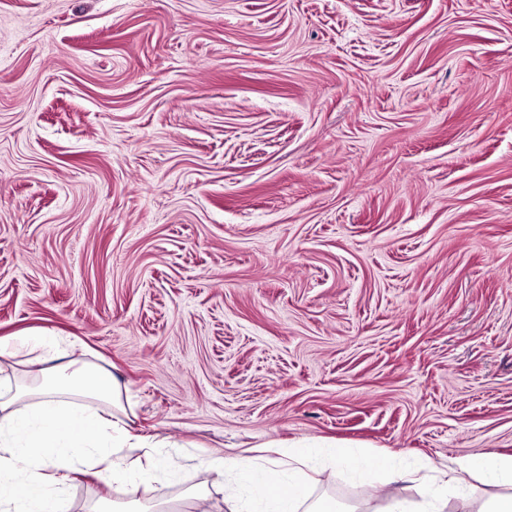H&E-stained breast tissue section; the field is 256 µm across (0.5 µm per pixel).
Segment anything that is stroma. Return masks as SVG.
Segmentation results:
<instances>
[{
	"mask_svg": "<svg viewBox=\"0 0 512 512\" xmlns=\"http://www.w3.org/2000/svg\"><path fill=\"white\" fill-rule=\"evenodd\" d=\"M64 337L166 444L341 441L307 501L512 455V0H0V339ZM505 486L469 479L443 512ZM373 470H384L385 481L387 484H392L400 481H408L411 476V472L406 469L390 468L387 463L373 462L367 458H361L354 469L355 475L365 481L368 479L369 474Z\"/></svg>",
	"mask_w": 512,
	"mask_h": 512,
	"instance_id": "1",
	"label": "stroma"
}]
</instances>
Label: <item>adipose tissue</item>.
Returning <instances> with one entry per match:
<instances>
[{"instance_id":"ef3b65f1","label":"adipose tissue","mask_w":512,"mask_h":512,"mask_svg":"<svg viewBox=\"0 0 512 512\" xmlns=\"http://www.w3.org/2000/svg\"><path fill=\"white\" fill-rule=\"evenodd\" d=\"M42 352L37 360L36 391L0 382V512H65L60 470L85 467L110 489L128 492L125 502L104 499L95 512H162L146 508L131 491L170 466L149 440L134 435L117 412L122 409L121 386L111 371L75 357H67L53 338H36ZM138 456H129V449ZM317 445L298 443L286 458L272 459L267 478L287 467L301 473ZM329 464L348 459L351 450L341 443L323 449ZM481 472L490 481L512 485V456L460 459L449 477L461 485Z\"/></svg>"}]
</instances>
